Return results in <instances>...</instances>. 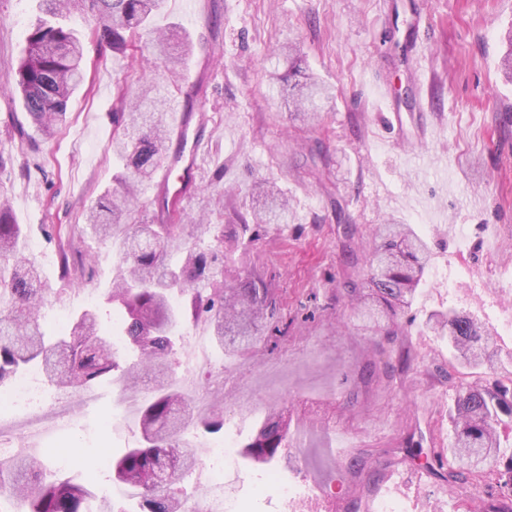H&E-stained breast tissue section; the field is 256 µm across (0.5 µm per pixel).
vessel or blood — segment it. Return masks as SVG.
<instances>
[{"mask_svg":"<svg viewBox=\"0 0 512 512\" xmlns=\"http://www.w3.org/2000/svg\"><path fill=\"white\" fill-rule=\"evenodd\" d=\"M178 149L168 156L161 167V185L174 205H181L197 188L200 169V136L191 129L187 117H179L177 123Z\"/></svg>","mask_w":512,"mask_h":512,"instance_id":"1","label":"vessel or blood"}]
</instances>
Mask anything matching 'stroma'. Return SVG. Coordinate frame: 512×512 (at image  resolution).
<instances>
[{"label":"stroma","instance_id":"1","mask_svg":"<svg viewBox=\"0 0 512 512\" xmlns=\"http://www.w3.org/2000/svg\"><path fill=\"white\" fill-rule=\"evenodd\" d=\"M38 16L36 0H0V200L30 225L26 250L41 271L47 303L42 325L57 333L60 315L97 304L112 324L107 297L118 256L86 224L85 213L112 189V106L118 92L165 80L144 43L115 53L91 36L90 15L68 23L83 36L86 80L69 102V121L31 151L20 96L8 86ZM158 27L181 26L195 50L172 90L173 106L205 130L200 188L183 203L182 222L199 243L224 227L229 282L264 279L277 315L251 349L223 352L230 378L224 407L243 411L224 428L245 444L270 412L287 417L300 446L282 449L281 478L304 486L297 512H377L392 499L403 512H465L464 493L417 474L408 437L423 448L448 445L454 384L448 340L430 316L455 308L492 336L497 360L512 370V83L499 69L512 27V0H165ZM293 41L303 72L333 95L308 121L289 113L272 71H287L275 51ZM386 82L403 115L420 114L431 138L398 140L376 95ZM275 183L291 201L287 223L266 224L247 247L236 243L232 211L261 205L256 182ZM409 224L427 241L428 265L401 317L397 345L415 360L382 371L370 337L357 335L336 290L360 271L380 224ZM468 226L460 248L454 226ZM118 369L89 392L41 386L47 404L69 403L70 422L28 439L29 413L5 416L19 453L46 459L56 476L94 488L112 482L102 457L140 440L139 412L101 424L119 392ZM153 381L140 378V398ZM265 472L239 461L225 482L241 512H288L264 487Z\"/></svg>","mask_w":512,"mask_h":512}]
</instances>
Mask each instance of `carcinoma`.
Masks as SVG:
<instances>
[{
	"instance_id": "carcinoma-1",
	"label": "carcinoma",
	"mask_w": 512,
	"mask_h": 512,
	"mask_svg": "<svg viewBox=\"0 0 512 512\" xmlns=\"http://www.w3.org/2000/svg\"><path fill=\"white\" fill-rule=\"evenodd\" d=\"M44 16L29 31L25 56L10 77L22 96L34 131L50 136L67 122L68 102L85 80L84 47L80 36L59 21L72 11L89 12L91 34L112 51L123 53L133 41L147 38L152 59L176 74L193 41L173 26L154 27L163 0H40ZM300 69L278 75L288 86V104L296 111H314L329 98L325 86L297 79ZM171 99L157 85H147L128 108L123 99L112 112V156L118 169L116 188L102 195L86 215L87 224L104 239H114L121 257L120 272L108 301L123 313L121 344L99 325L89 307L70 319L69 331L47 336L41 330L44 306L39 269L24 255L26 228L13 217L8 202H0V386L33 368L49 385L89 389L119 366V354L134 359L127 379L141 370L162 374L176 351V334L188 314L203 312L212 336L229 339L237 349L252 346L260 324L274 319L276 301L261 279L245 278L237 286L224 283V226H213L211 244L185 247L193 236L187 224H157L140 218L130 205L140 186L152 181L168 149L173 130L168 125ZM263 208L246 212L240 225L288 223V202L265 190ZM130 226L132 232L116 236ZM378 243L366 259L361 279L336 293L366 319L363 331L391 340L402 335L400 319L411 305L429 256L427 243L408 224H382ZM184 248L178 264L167 260L172 248ZM192 293L191 311L174 308V290ZM429 327L448 334V345L463 367L484 366L497 372L489 334L472 317L451 311L429 319ZM185 399L159 388L141 410L138 446L112 461L113 479L131 491L119 503L102 498L83 484L51 480L37 458L0 460V512H182L183 502L173 483L191 475L196 448L185 437L191 420L183 412ZM450 446L428 456L421 440L409 438L407 456L422 462L440 480L486 488L473 512H512V449L502 446L498 428L512 420V372L488 385L461 382L449 412ZM288 447V421L266 419L243 446L241 456L263 466L275 465Z\"/></svg>"
}]
</instances>
